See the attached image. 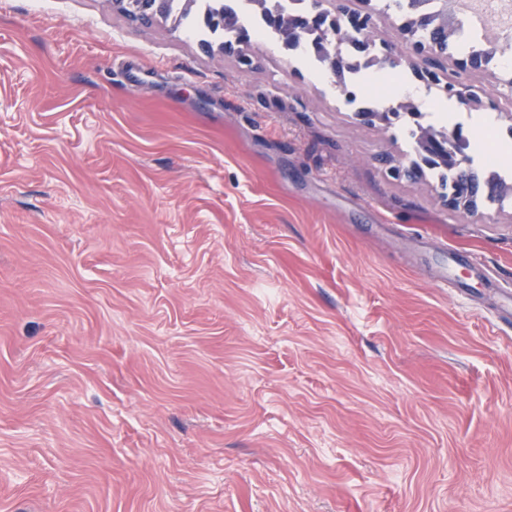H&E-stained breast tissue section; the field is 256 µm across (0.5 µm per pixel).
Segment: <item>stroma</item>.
Listing matches in <instances>:
<instances>
[{"mask_svg": "<svg viewBox=\"0 0 512 512\" xmlns=\"http://www.w3.org/2000/svg\"><path fill=\"white\" fill-rule=\"evenodd\" d=\"M331 81L0 0V512H512V195ZM460 166H468L467 160L460 158ZM481 167V166H480ZM433 172L439 177L441 186L450 189L458 183L466 182L468 179L480 187H489L491 193L486 196L490 202H503L507 197V192L511 189L512 178H507L500 171L482 165V179L478 171L473 167V162L469 160L467 169L457 167L452 160H442L441 163L436 162L435 166L431 168Z\"/></svg>", "mask_w": 512, "mask_h": 512, "instance_id": "obj_1", "label": "stroma"}]
</instances>
